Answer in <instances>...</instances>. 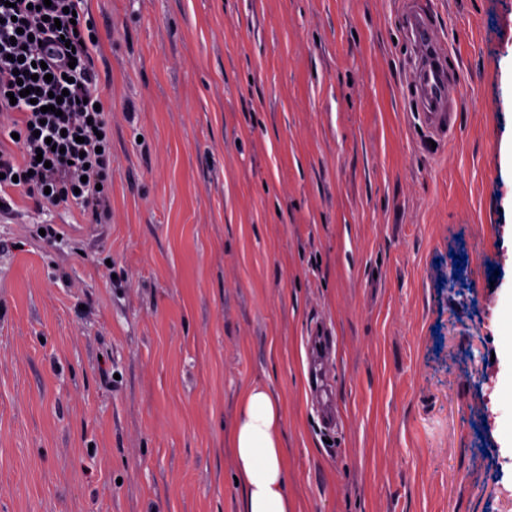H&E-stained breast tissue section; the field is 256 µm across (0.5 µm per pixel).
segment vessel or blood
<instances>
[{
  "label": "vessel or blood",
  "instance_id": "1",
  "mask_svg": "<svg viewBox=\"0 0 512 512\" xmlns=\"http://www.w3.org/2000/svg\"><path fill=\"white\" fill-rule=\"evenodd\" d=\"M405 23L414 47L409 69L416 90L417 118L432 138H448L453 131V125L452 115L447 110L446 49L434 38L428 16L422 7L408 10ZM331 350L332 342L326 332L319 329L312 331L309 338L312 402L330 424L334 423L336 417L334 390L325 371V363Z\"/></svg>",
  "mask_w": 512,
  "mask_h": 512
}]
</instances>
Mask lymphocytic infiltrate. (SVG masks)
Segmentation results:
<instances>
[{
    "label": "lymphocytic infiltrate",
    "instance_id": "1",
    "mask_svg": "<svg viewBox=\"0 0 512 512\" xmlns=\"http://www.w3.org/2000/svg\"><path fill=\"white\" fill-rule=\"evenodd\" d=\"M96 33L84 0H0V194L75 209L92 224L109 214L112 190V115L94 70ZM41 61L44 79L34 76Z\"/></svg>",
    "mask_w": 512,
    "mask_h": 512
}]
</instances>
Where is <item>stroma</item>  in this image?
<instances>
[{"instance_id": "obj_1", "label": "stroma", "mask_w": 512, "mask_h": 512, "mask_svg": "<svg viewBox=\"0 0 512 512\" xmlns=\"http://www.w3.org/2000/svg\"><path fill=\"white\" fill-rule=\"evenodd\" d=\"M423 2L434 145L405 0H86L112 215L0 212V512H237L254 384L292 512H512V0ZM414 58L409 62L416 90L417 118L432 138L446 139L453 131L452 113L447 112V52L431 32L425 10L418 6L405 14ZM332 350V342L324 330L315 329L309 336L310 391L313 405L329 425L334 424L336 404L334 390L325 371V362Z\"/></svg>"}]
</instances>
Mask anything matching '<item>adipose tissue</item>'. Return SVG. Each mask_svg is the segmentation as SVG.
<instances>
[{"mask_svg": "<svg viewBox=\"0 0 512 512\" xmlns=\"http://www.w3.org/2000/svg\"><path fill=\"white\" fill-rule=\"evenodd\" d=\"M284 424L282 401L267 386L255 384L241 393L227 435L242 494L240 512H290L288 468L280 441Z\"/></svg>", "mask_w": 512, "mask_h": 512, "instance_id": "ef3b65f1", "label": "adipose tissue"}]
</instances>
